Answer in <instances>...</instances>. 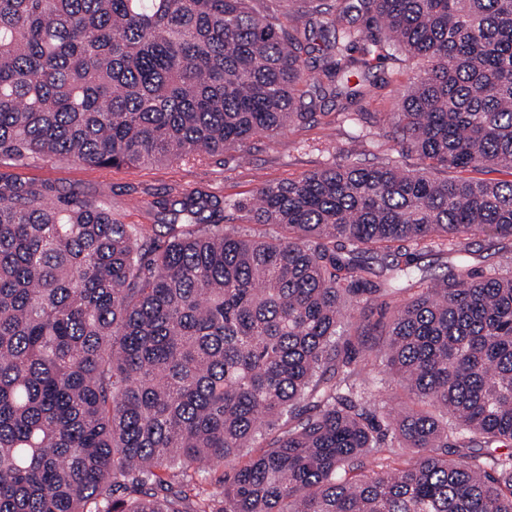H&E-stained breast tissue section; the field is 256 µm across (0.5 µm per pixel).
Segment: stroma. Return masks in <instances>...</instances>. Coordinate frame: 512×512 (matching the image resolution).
I'll list each match as a JSON object with an SVG mask.
<instances>
[{
  "instance_id": "stroma-1",
  "label": "stroma",
  "mask_w": 512,
  "mask_h": 512,
  "mask_svg": "<svg viewBox=\"0 0 512 512\" xmlns=\"http://www.w3.org/2000/svg\"><path fill=\"white\" fill-rule=\"evenodd\" d=\"M378 72L389 73L388 82H377L363 103L364 111L377 116L373 131L379 145L390 146V128L381 122L385 113L395 111L404 90L423 71L422 65L393 66L379 63ZM335 114L317 122L284 131L274 138L253 139L246 150L230 149L224 155L190 158L140 169H90L66 161L0 160V174L52 188L54 193H74L82 198L106 196L114 217L127 224H139L151 235H163L160 214L155 206L161 199L206 191L223 199L224 225L241 223L238 204L251 201L257 188L269 183H285L339 162L341 153L360 156L370 164L376 157L363 153L347 135L329 141V126Z\"/></svg>"
}]
</instances>
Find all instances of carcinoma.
Masks as SVG:
<instances>
[{"label":"carcinoma","mask_w":512,"mask_h":512,"mask_svg":"<svg viewBox=\"0 0 512 512\" xmlns=\"http://www.w3.org/2000/svg\"><path fill=\"white\" fill-rule=\"evenodd\" d=\"M265 2L0 0L14 160L222 155L328 98L367 144L375 61L426 63L394 155L258 189L246 222L275 237L224 230L195 191L157 202L160 244L103 198L0 176V512H512V180L460 176L512 172V0H319L285 22ZM476 235L509 241L507 267L471 266ZM436 250L454 272L420 264ZM385 370L384 365L379 360L376 365V371L379 372V378H382V384L379 391L376 392V398L385 402L386 407L398 409L401 404L399 391L396 390L392 378Z\"/></svg>","instance_id":"cac0c4a2"}]
</instances>
